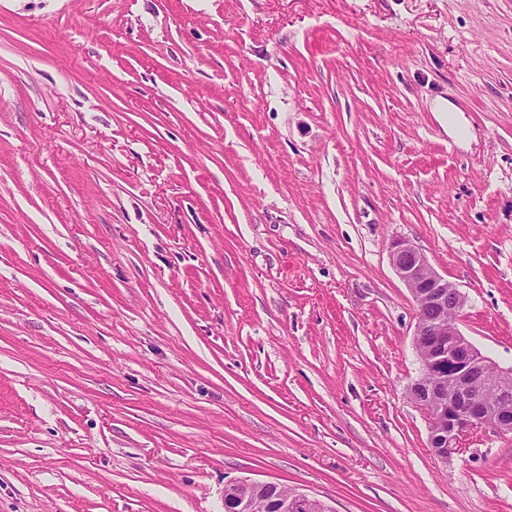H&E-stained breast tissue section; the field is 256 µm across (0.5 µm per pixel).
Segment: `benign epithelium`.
<instances>
[{"label": "benign epithelium", "mask_w": 512, "mask_h": 512, "mask_svg": "<svg viewBox=\"0 0 512 512\" xmlns=\"http://www.w3.org/2000/svg\"><path fill=\"white\" fill-rule=\"evenodd\" d=\"M390 258L417 307L414 345L418 349L427 346V354L421 358L422 373L411 385V400L428 420L429 447L446 448L451 455L462 450L468 434L483 427L512 433V412L499 410L485 397L486 388L491 386L500 399L511 398L512 370L492 364L459 330L457 318L466 296L438 274L412 242L393 241ZM430 311L438 312L439 318L429 317ZM436 370L453 389L449 398L440 401L436 400L439 387L431 382ZM252 486L248 481L225 486V498L237 504L235 512H267V504L247 496ZM313 506V498L296 490L283 500L281 512H313Z\"/></svg>", "instance_id": "obj_1"}]
</instances>
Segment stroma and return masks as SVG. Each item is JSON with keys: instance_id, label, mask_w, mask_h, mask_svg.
<instances>
[{"instance_id": "35a3bbf8", "label": "stroma", "mask_w": 512, "mask_h": 512, "mask_svg": "<svg viewBox=\"0 0 512 512\" xmlns=\"http://www.w3.org/2000/svg\"><path fill=\"white\" fill-rule=\"evenodd\" d=\"M397 239L512 368V0H0V512H512ZM390 258L398 277L409 288L417 307L414 345L419 352L427 346L421 358L422 373L411 385V400L425 414L429 424V447L448 448V454L458 453L472 431L494 427L512 433L511 399L512 370H503L491 363L462 334L457 318L466 304V296L431 266L422 250L407 240H395L390 246ZM437 311L439 318H430ZM439 370L442 379L431 374ZM441 388L440 401L436 397ZM453 389V393H452ZM452 393V395H451ZM451 395V396H450ZM450 396V397H449ZM449 397V398H448ZM448 398V399H447ZM447 399V400H446ZM254 482L233 481L229 482L224 488V496L226 499H233L237 508L235 512H269L267 504L261 501H255L247 496V490L253 486Z\"/></svg>"}]
</instances>
